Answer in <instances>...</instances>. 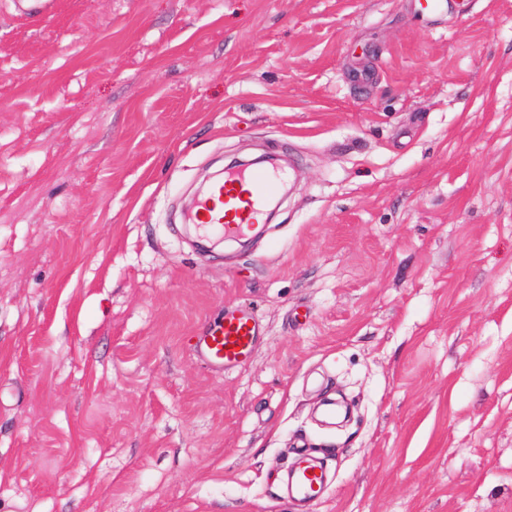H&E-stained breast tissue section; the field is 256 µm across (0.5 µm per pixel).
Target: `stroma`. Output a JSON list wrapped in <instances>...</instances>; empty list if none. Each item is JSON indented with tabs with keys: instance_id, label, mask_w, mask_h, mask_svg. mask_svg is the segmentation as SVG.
<instances>
[{
	"instance_id": "obj_1",
	"label": "stroma",
	"mask_w": 512,
	"mask_h": 512,
	"mask_svg": "<svg viewBox=\"0 0 512 512\" xmlns=\"http://www.w3.org/2000/svg\"><path fill=\"white\" fill-rule=\"evenodd\" d=\"M418 4L0 0V512H297L301 446L307 512H512V0ZM262 154L274 221L200 251ZM260 336L252 312L236 308L224 313V321L196 336L195 348L199 357L216 372L232 370L251 358ZM297 454L300 462L287 475L286 491L301 500L313 502L323 497L325 493V473L320 465L307 458V450L300 449Z\"/></svg>"
}]
</instances>
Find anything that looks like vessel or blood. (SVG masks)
Returning <instances> with one entry per match:
<instances>
[{
  "label": "vessel or blood",
  "mask_w": 512,
  "mask_h": 512,
  "mask_svg": "<svg viewBox=\"0 0 512 512\" xmlns=\"http://www.w3.org/2000/svg\"><path fill=\"white\" fill-rule=\"evenodd\" d=\"M280 182V174L270 170L225 172L223 181L211 187L191 221L227 238L246 235ZM259 339L260 327L252 312L236 308L226 311L222 322L197 336L195 348L209 367L221 372L244 365ZM298 456L299 464L286 479V491L307 502L318 500L325 493V473L309 459L306 450H299Z\"/></svg>",
  "instance_id": "1"
}]
</instances>
